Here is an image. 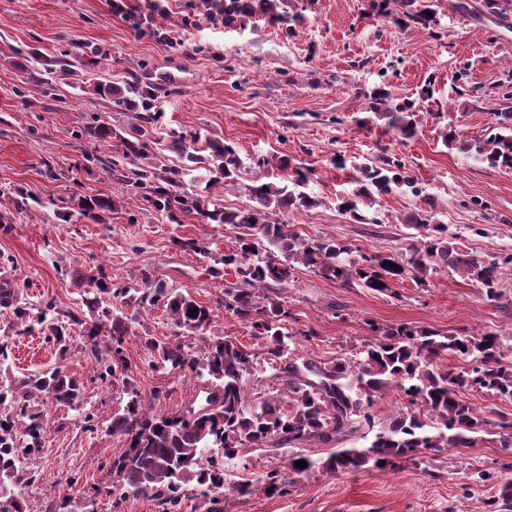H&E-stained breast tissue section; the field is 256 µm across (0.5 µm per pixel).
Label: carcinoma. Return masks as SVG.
<instances>
[{
    "label": "carcinoma",
    "instance_id": "obj_1",
    "mask_svg": "<svg viewBox=\"0 0 512 512\" xmlns=\"http://www.w3.org/2000/svg\"><path fill=\"white\" fill-rule=\"evenodd\" d=\"M290 0H224V23L231 25L246 18L270 22L288 16ZM378 9L384 16L396 12L408 21L427 28L434 19L427 16L431 7L423 0H382ZM151 89L138 84L127 87V94L115 98L125 105L132 99L142 103L135 113L136 137L131 140L103 122L85 129L97 140L112 139V159L104 166L116 176L123 193L139 198L148 209L170 224H181L188 215L203 224H224L242 228L236 246L217 262L236 281L224 285V310L236 315L250 328L251 335L263 340L269 365L280 388L266 396H253L248 379L253 375L254 355L229 337H215L198 353L182 341H159L141 337L142 346L157 371L178 376H209L211 387L204 403L196 408L168 415L154 412L138 390L124 345L137 314H127L114 306L134 303L138 310L162 308L173 326L189 335L205 331L215 319V311L198 301L191 290L169 288L141 272L137 288L112 287L106 269L95 267L82 277V306L60 318L53 313V302L41 310L9 302L15 333L21 336L40 328L41 332L67 352L73 327L87 338L98 376L119 385L129 396L125 407L112 414L104 433L124 439V448L111 462L115 480L105 490L117 510L125 499L143 495L154 501L158 512H179L182 497L189 490L210 503L233 491L244 495L258 490L288 486V476L271 470L257 477L238 475L229 483L225 475L238 465L246 448L280 449L316 440L324 445L360 434L369 440L361 447L341 448L320 463L306 459L303 469L322 464L346 472L367 464L379 467L411 460L428 451L472 448L478 433L492 423L482 417L462 397L463 387L485 391L502 400H512V359L504 354L508 337L497 332L476 335L387 327L367 342L364 355L334 361L290 356L288 310L270 289L288 285L296 266L323 272L344 286L368 288L384 293L392 283L410 276L426 285L433 275L450 271L481 285L486 298L501 297L502 270L512 268V253L484 258L448 234V225L435 222L432 202L409 213L404 224L411 229L403 251L395 255L368 254L351 244L322 236H303L290 225L273 219L295 207H309L314 200L301 191L309 180L304 167L290 169L280 162V183L247 184L251 204L228 209L211 198L184 189V176L205 171L208 183L224 182V187L239 185L242 160L236 150L221 139L207 138L198 145L197 136H179L168 148L180 165L165 164L157 151L161 139V112L150 111ZM369 111L386 121L398 134L414 137L418 112L413 104H394L391 94L378 91ZM496 133L472 149L492 166L512 168V105L495 109ZM402 164L382 158L378 164H361L356 187L342 199L341 209L354 218L363 217L360 206H371L374 195L404 189L419 195L414 181L401 173ZM110 195L77 197L81 215L92 222L103 221L112 211ZM173 244L205 257L209 245L201 240L176 238ZM392 262L399 266H387ZM447 357L452 365L442 370L434 360ZM397 390L416 412L400 414L387 426H376L371 408L374 398ZM52 401L72 409L85 401L83 382L57 366L50 370L0 380V512H25L22 493L37 481L35 469L26 466L21 456L35 457L43 448L47 419L42 409ZM492 425L503 448L512 447V419L499 416Z\"/></svg>",
    "mask_w": 512,
    "mask_h": 512
}]
</instances>
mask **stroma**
<instances>
[{
    "instance_id": "35a3bbf8",
    "label": "stroma",
    "mask_w": 512,
    "mask_h": 512,
    "mask_svg": "<svg viewBox=\"0 0 512 512\" xmlns=\"http://www.w3.org/2000/svg\"><path fill=\"white\" fill-rule=\"evenodd\" d=\"M430 2L436 23L426 29L377 16L371 0H292L288 22L231 26L219 18L224 0H162L157 27L141 29L132 16L113 14L110 0H0V281L15 284L23 305L52 301L65 312L79 305L77 280L91 269L106 267L114 283L132 287L142 269H150L216 309L205 337L235 338L255 354L254 393L276 386L261 341L222 310L225 280L210 273L213 256L235 247L236 228L191 217L171 224L121 195L100 162L111 147L84 129L99 116L128 137L134 114L80 91L60 71L68 57L83 61V76L121 88L150 86L164 114L162 135L198 134L232 144L243 161L240 187L195 186L227 208L249 205L245 185L276 181V169L260 166V159H285L312 171L307 191L317 206L282 216L302 235L398 253L406 244L405 216L428 197L439 221L466 247L481 255L511 253L512 169L490 166L460 144L492 132L499 86L512 82V16L486 14L483 0ZM174 60L182 64L181 80L157 82L155 72ZM379 88L397 101L419 103L414 138L395 137L385 121L373 118L369 96ZM451 128L458 140L447 145L442 136ZM390 155L418 194L377 197L363 222L341 211L353 166ZM97 193L115 198L103 223L75 209L68 220L57 218V203ZM176 237L207 241L212 257L177 248ZM501 288V300L491 302L476 283L446 272L426 286L400 279L381 294L300 266L277 294L296 334L292 356L332 361L361 351L377 327L512 332V268L504 269ZM140 321L126 353L141 394L154 397L155 410L165 414L201 398L203 379L153 370L141 345L143 333L164 341L179 337L166 313L146 310ZM7 344L8 359L0 366L10 375L62 364L83 381L87 399L76 410L47 403L46 445L33 461L39 478L29 490L28 512H44L47 501L65 495L95 500L97 512H115L101 490L112 484L110 463L122 443L104 428L127 395L97 378L82 336H74L64 355L37 330ZM463 397L489 422L474 447L422 454L388 472L347 473L323 468L332 448L314 441L267 452L247 448L242 461L255 473L287 469L298 456L317 466L289 472L286 492L232 493L216 508L493 512V501L512 488V448L501 447L493 423L512 417V401L475 389Z\"/></svg>"
}]
</instances>
